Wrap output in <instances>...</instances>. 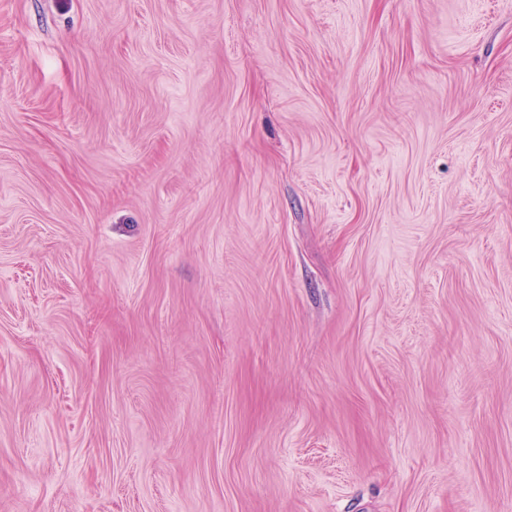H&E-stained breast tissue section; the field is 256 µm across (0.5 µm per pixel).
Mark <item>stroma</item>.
Here are the masks:
<instances>
[{
  "label": "stroma",
  "instance_id": "obj_1",
  "mask_svg": "<svg viewBox=\"0 0 512 512\" xmlns=\"http://www.w3.org/2000/svg\"><path fill=\"white\" fill-rule=\"evenodd\" d=\"M0 512H512V0H0Z\"/></svg>",
  "mask_w": 512,
  "mask_h": 512
}]
</instances>
